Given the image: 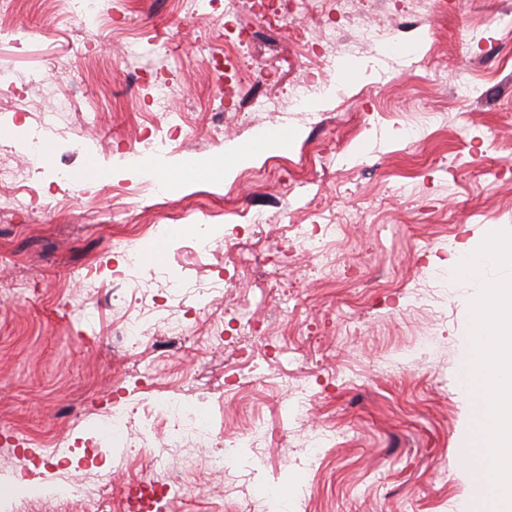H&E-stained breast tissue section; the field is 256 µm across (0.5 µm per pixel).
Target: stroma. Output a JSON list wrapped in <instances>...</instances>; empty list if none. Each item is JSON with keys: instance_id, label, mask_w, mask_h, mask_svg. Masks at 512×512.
Segmentation results:
<instances>
[{"instance_id": "obj_1", "label": "stroma", "mask_w": 512, "mask_h": 512, "mask_svg": "<svg viewBox=\"0 0 512 512\" xmlns=\"http://www.w3.org/2000/svg\"><path fill=\"white\" fill-rule=\"evenodd\" d=\"M92 32L62 20L58 0H11L0 11V60L16 84L5 106L17 120L0 128L31 131L52 112L53 87L67 99L52 112L47 164L23 143L0 138V162L22 169L45 204L29 216L10 212L14 187L0 186V471L39 489L83 474L113 471L184 484L169 512H240L264 484L281 488L284 512H469L472 486L460 450L473 438L471 407L457 374L469 345L468 302L476 282L448 277L461 241L479 246L488 226L512 228V26L493 18L512 0H386L337 19L341 33L359 23L396 31L391 46L368 48L333 73L330 90L306 113L273 116L249 109L255 93L278 95L309 70L292 30L268 32L248 5L236 20L255 39L241 83L224 87L208 59L224 49V9L195 14L189 0H98ZM171 91L183 132L166 140L155 115V83ZM284 131L286 150L251 161V173L169 193L125 168L96 187L85 163L128 149L163 159H219L227 143ZM261 212L268 223L243 236L250 267H225L224 242L195 243L201 224L224 227ZM292 224H339L328 256L293 239ZM156 251L154 265L126 269L112 250ZM177 279L194 289L219 281L205 303L186 296L188 337L172 355L152 345L124 349L113 325L142 282L168 302ZM248 318L295 352L270 360L260 384L234 392L239 359L208 340L221 323ZM288 386H280L281 375ZM190 377L180 398L203 400L223 441L257 422L273 447L240 458L236 498L224 495L223 451L196 449L198 468L177 457L134 466L110 450L98 423L121 401L135 407L123 432L140 447L145 384ZM311 394L305 415L291 409L297 388ZM335 435L313 473L295 458L314 431ZM50 439L67 442L61 463Z\"/></svg>"}]
</instances>
